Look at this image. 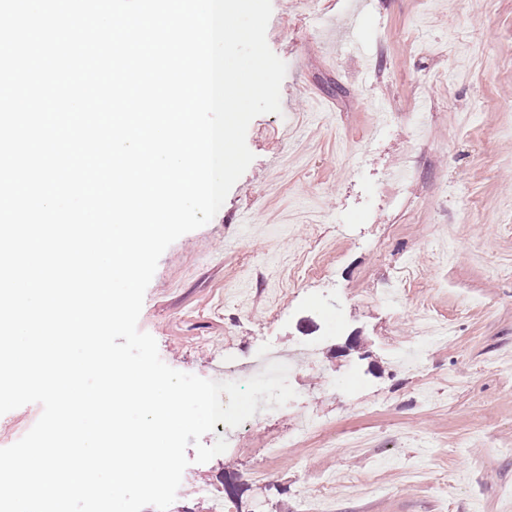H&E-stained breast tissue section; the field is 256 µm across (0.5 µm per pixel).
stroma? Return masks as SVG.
I'll use <instances>...</instances> for the list:
<instances>
[{
	"instance_id": "obj_1",
	"label": "stroma",
	"mask_w": 512,
	"mask_h": 512,
	"mask_svg": "<svg viewBox=\"0 0 512 512\" xmlns=\"http://www.w3.org/2000/svg\"><path fill=\"white\" fill-rule=\"evenodd\" d=\"M272 7L281 111L250 123L255 158L215 217L161 256L138 328L167 365L205 379L225 352L246 364L268 344L315 345L321 365L299 364L295 399L235 447L205 463L188 449L183 479L234 512H303L328 475L330 512H512V0ZM314 235L327 275L290 291ZM406 264L409 293L391 303ZM276 290L283 303L265 317ZM423 300L454 333L417 376L398 359L419 338ZM383 398L390 408L374 409ZM304 417L325 421L335 451L308 440L249 481L257 449Z\"/></svg>"
}]
</instances>
